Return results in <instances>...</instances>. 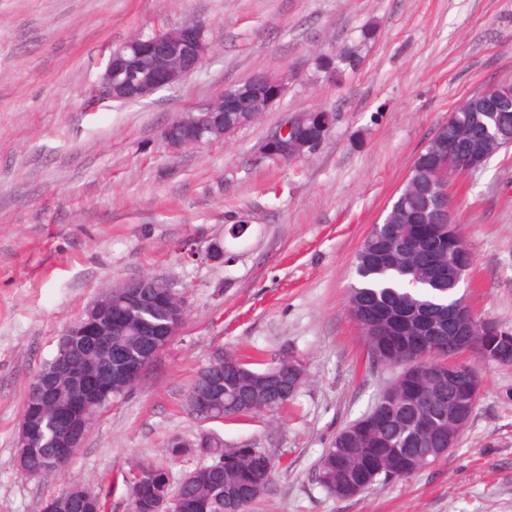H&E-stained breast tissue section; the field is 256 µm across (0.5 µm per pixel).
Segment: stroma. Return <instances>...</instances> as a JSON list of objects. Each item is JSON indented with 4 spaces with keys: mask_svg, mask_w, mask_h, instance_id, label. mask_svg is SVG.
Wrapping results in <instances>:
<instances>
[{
    "mask_svg": "<svg viewBox=\"0 0 512 512\" xmlns=\"http://www.w3.org/2000/svg\"><path fill=\"white\" fill-rule=\"evenodd\" d=\"M188 21L211 50L177 87L138 103L92 94L113 48ZM363 67L327 81L319 56L362 38ZM257 73L287 94L250 126L171 150L164 127ZM512 83V0H0V512H40L69 481L129 512L123 477L141 460L174 479L173 437L220 435L272 455L249 512H512V365H478L483 387L459 445L414 476L336 498L315 470L336 434L397 375L370 366L349 310L356 255L416 156L470 94ZM332 110L315 152L260 147L291 116ZM454 221L474 263L455 291L512 329V147L452 177ZM224 245V261L186 248ZM145 275L186 296V321L134 387L113 398L56 476L16 466L29 385L81 310L112 282ZM304 365L273 418L202 421L185 407L217 352Z\"/></svg>",
    "mask_w": 512,
    "mask_h": 512,
    "instance_id": "obj_1",
    "label": "stroma"
}]
</instances>
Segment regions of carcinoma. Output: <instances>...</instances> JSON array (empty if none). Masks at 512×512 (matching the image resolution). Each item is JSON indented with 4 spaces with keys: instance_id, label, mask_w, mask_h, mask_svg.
<instances>
[{
    "instance_id": "obj_1",
    "label": "carcinoma",
    "mask_w": 512,
    "mask_h": 512,
    "mask_svg": "<svg viewBox=\"0 0 512 512\" xmlns=\"http://www.w3.org/2000/svg\"><path fill=\"white\" fill-rule=\"evenodd\" d=\"M372 35L363 33L362 40L337 48L336 53L321 58L324 74L336 71L341 77L357 70L363 63V46ZM494 115L491 134L481 145L478 165L484 166L498 148L512 139V102H498L495 93L472 94L467 109L457 112L429 141L422 155L413 162L409 177L392 203L383 223L373 226L356 256V275L360 285L351 289L349 307L378 311L385 334L373 337L385 351V360L371 359L373 365L401 368V373L416 377L417 389L405 392L404 380L393 381L379 394L371 410L361 419L344 427L326 449L316 470V480L338 498H350L367 492L392 479L408 477L426 468L441 456L438 449L448 443V433L428 432L419 427L425 416L434 417L448 409V401L456 394L448 381L446 361L459 355L448 340V304L455 300L453 279L431 283L423 273L432 261L453 269L456 257L465 253L461 238L440 239L424 247L415 243L417 228L430 224L425 193L434 179V168L448 157L473 146L472 133L486 116ZM335 113L313 110L305 118L302 136L323 141L330 133ZM479 344L502 358L512 360V331L489 332L473 325ZM438 350L437 361L416 363L404 355L403 346ZM146 337L133 325L112 329V347L88 337L76 339L62 356L54 357L30 383L21 417L26 422L32 410L42 414L64 410L72 403L77 389L73 371L105 375L117 371L121 362H133L147 351ZM280 374L288 385L267 386L261 382L263 369L233 356L212 370L202 369L188 389V394L205 398L215 419L243 420L259 414L273 415L292 399L290 386L303 385L306 375L294 371L286 362L279 363ZM50 448L39 447L24 466V473L44 471ZM205 454L212 463L192 470L187 483L171 479L164 463L139 462L123 477L128 491L130 512H156L160 493L180 498L185 512H248L256 500L248 486L258 482L270 484L275 460L259 471L254 464V449L248 445L224 447L216 436L206 449L183 448L168 444L166 455L178 459ZM57 512H104L102 494L78 482L64 486L54 496Z\"/></svg>"
}]
</instances>
